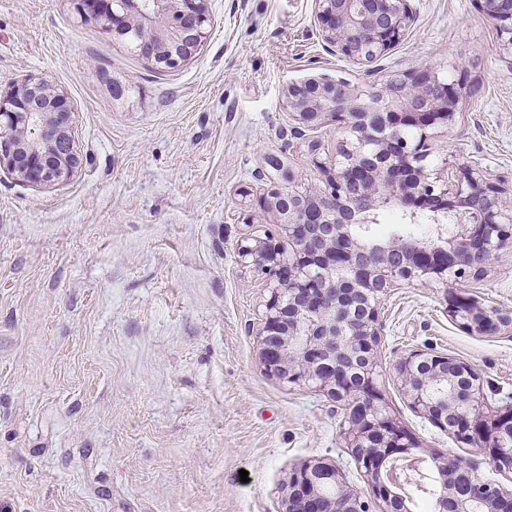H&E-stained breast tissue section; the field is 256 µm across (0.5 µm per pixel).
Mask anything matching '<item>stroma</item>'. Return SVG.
Returning a JSON list of instances; mask_svg holds the SVG:
<instances>
[{
	"label": "stroma",
	"instance_id": "obj_1",
	"mask_svg": "<svg viewBox=\"0 0 512 512\" xmlns=\"http://www.w3.org/2000/svg\"><path fill=\"white\" fill-rule=\"evenodd\" d=\"M413 5L375 81L415 66L454 80L428 169L466 164L512 186V54L475 0ZM208 7L203 46L161 69L74 0H0V89L30 75L62 91L80 155L47 184L0 169V512H282L309 461L373 498L342 405L265 372L269 292L238 257L241 240L278 231L260 204L267 157L314 183L344 138L331 124L292 134L288 84L362 83L364 69L329 49L314 0ZM451 289L512 314V247ZM446 291L401 282L384 296L378 383L416 456L455 454L511 492L512 472L415 412L397 381L400 359L441 353L475 367L486 415L512 403V327L462 329Z\"/></svg>",
	"mask_w": 512,
	"mask_h": 512
}]
</instances>
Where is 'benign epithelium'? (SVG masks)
I'll use <instances>...</instances> for the list:
<instances>
[{
	"mask_svg": "<svg viewBox=\"0 0 512 512\" xmlns=\"http://www.w3.org/2000/svg\"><path fill=\"white\" fill-rule=\"evenodd\" d=\"M494 26L498 48L512 52V0H476ZM87 19L128 42L154 65L171 69L207 37L208 0H75ZM325 41L350 61L369 65L406 35L416 18L411 0H315ZM286 98L294 132L327 123L346 133L339 159L314 161L318 184H300L279 156L267 158L263 207L279 217L278 236L240 245L242 262L264 274L270 295L258 331L266 372L322 389L345 409L343 434L369 478L381 512H409L386 472L406 460L413 437L388 412L377 383L382 321L379 306L396 284L448 285L479 273L512 243V197L498 181L461 164L444 184L425 164L428 131L449 122L459 103L455 83L424 67L362 87L327 78L291 83ZM74 111L41 79L25 76L0 91V165L28 182L51 183L80 163ZM399 207L414 223L434 224L376 238L380 210ZM458 224L453 233L445 224ZM449 315L470 333L512 326V316L474 298L447 294ZM410 407L457 442L489 449L496 469L512 471V406L484 415L486 396L468 362L413 352L397 364ZM434 512H505L512 493L481 481L471 462L432 454ZM283 512H370L341 481L336 466L309 462L294 470Z\"/></svg>",
	"mask_w": 512,
	"mask_h": 512,
	"instance_id": "benign-epithelium-1",
	"label": "benign epithelium"
}]
</instances>
